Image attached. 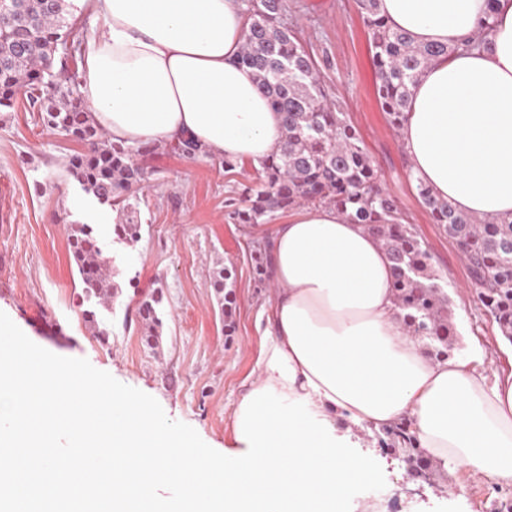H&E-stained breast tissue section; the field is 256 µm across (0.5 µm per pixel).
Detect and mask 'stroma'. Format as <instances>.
Instances as JSON below:
<instances>
[{"instance_id": "obj_1", "label": "stroma", "mask_w": 512, "mask_h": 512, "mask_svg": "<svg viewBox=\"0 0 512 512\" xmlns=\"http://www.w3.org/2000/svg\"><path fill=\"white\" fill-rule=\"evenodd\" d=\"M298 38L315 55L335 99L356 128L384 185L411 224L438 284L450 302L456 332L452 356L506 365L512 342L471 286L456 243L435 224L417 195L403 142L375 94L376 75L356 0H288ZM83 143L46 128L25 97L0 109V311L37 345L64 357L87 359L123 384L154 397L167 417L192 426L209 446L232 439V412L257 372L270 290L260 282L251 244L229 217V187L256 184L253 166L225 170L221 160L187 158L163 149L147 158L153 174L131 198L130 210L100 204L69 172ZM134 219L137 242L116 239L112 227ZM98 231L102 258L121 291L106 316L107 343L86 327L79 279L68 244L69 227ZM231 272L236 330L224 333V314L210 286L212 273ZM162 290L160 352L141 340L140 302ZM380 432H355L362 452L381 465L386 486L357 495L352 512H501L512 486L461 471L410 475Z\"/></svg>"}]
</instances>
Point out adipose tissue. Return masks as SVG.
I'll use <instances>...</instances> for the list:
<instances>
[{"instance_id":"1","label":"adipose tissue","mask_w":512,"mask_h":512,"mask_svg":"<svg viewBox=\"0 0 512 512\" xmlns=\"http://www.w3.org/2000/svg\"><path fill=\"white\" fill-rule=\"evenodd\" d=\"M79 93L112 142L187 135L255 164L280 118L235 62L241 0H75ZM417 44H453L493 19L490 44L458 50L412 90L402 140L415 181L460 212L512 216V0H380ZM277 289L251 389L305 398L319 418L369 431L404 422L436 469L512 485V371L423 351L402 327L382 249L328 206L293 210L267 235Z\"/></svg>"}]
</instances>
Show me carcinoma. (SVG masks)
Listing matches in <instances>:
<instances>
[{
	"instance_id": "obj_1",
	"label": "carcinoma",
	"mask_w": 512,
	"mask_h": 512,
	"mask_svg": "<svg viewBox=\"0 0 512 512\" xmlns=\"http://www.w3.org/2000/svg\"><path fill=\"white\" fill-rule=\"evenodd\" d=\"M0 8V108L13 106L24 92L32 111L45 127L89 145L70 160V174L100 202L119 205L136 193L152 171L142 160L146 146L112 142L89 118L77 96L78 72L69 68V49H58L59 31L67 26L65 0H3ZM247 20L245 41L237 63L253 70L258 90L280 116L279 147L259 162L262 188L246 186L228 199L230 218L244 227L265 224L278 212L313 206H333L350 222L361 224L377 240L392 263L390 288L406 314L405 330L440 343L432 352L445 357L453 346L448 297L434 282L428 254L403 222L397 201L380 182L372 158L342 105L322 81L316 59L288 24V0H242ZM368 27L376 95L381 110L398 131L408 120L411 88L424 71L457 45H417L392 28L380 13L379 0H357ZM166 149L189 157H205L193 139L184 138ZM423 205L435 223L459 246L479 299L496 322L501 336L512 342V219L486 221L455 210L416 184ZM69 245L81 283V298L89 303L83 319L92 334L108 341L104 311L112 310L118 286L101 258L97 232L90 224H72ZM230 274L214 272L212 287L224 312V333L234 328L235 298ZM162 293L143 299L139 317L142 342L159 348L163 320ZM382 445H400L406 462L429 468L424 451L405 424L386 431Z\"/></svg>"
}]
</instances>
